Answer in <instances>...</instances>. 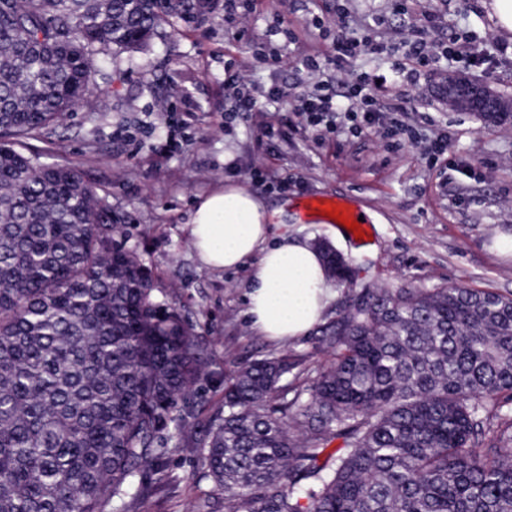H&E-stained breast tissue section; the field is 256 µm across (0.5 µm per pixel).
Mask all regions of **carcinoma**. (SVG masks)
<instances>
[{
	"mask_svg": "<svg viewBox=\"0 0 512 512\" xmlns=\"http://www.w3.org/2000/svg\"><path fill=\"white\" fill-rule=\"evenodd\" d=\"M213 9L0 0V512H148L142 475L174 454L222 495L203 512H512L511 295L349 288L306 400L284 384L299 359L254 360L224 374L198 432L210 343L83 171L23 152L88 102L99 55L144 53Z\"/></svg>",
	"mask_w": 512,
	"mask_h": 512,
	"instance_id": "cac0c4a2",
	"label": "carcinoma"
}]
</instances>
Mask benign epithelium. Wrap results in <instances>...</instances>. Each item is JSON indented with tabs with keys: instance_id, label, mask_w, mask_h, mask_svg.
I'll use <instances>...</instances> for the list:
<instances>
[{
	"instance_id": "obj_1",
	"label": "benign epithelium",
	"mask_w": 512,
	"mask_h": 512,
	"mask_svg": "<svg viewBox=\"0 0 512 512\" xmlns=\"http://www.w3.org/2000/svg\"><path fill=\"white\" fill-rule=\"evenodd\" d=\"M448 110L468 112L486 125L512 120V96L500 92L494 81L463 72H450L438 85Z\"/></svg>"
}]
</instances>
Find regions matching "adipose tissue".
<instances>
[{
    "label": "adipose tissue",
    "instance_id": "ef3b65f1",
    "mask_svg": "<svg viewBox=\"0 0 512 512\" xmlns=\"http://www.w3.org/2000/svg\"><path fill=\"white\" fill-rule=\"evenodd\" d=\"M274 214L248 187L227 182L197 198L190 244L212 271L254 260L246 316L272 339L307 335L324 318L333 296L331 277L316 246L294 235L271 239Z\"/></svg>",
    "mask_w": 512,
    "mask_h": 512
}]
</instances>
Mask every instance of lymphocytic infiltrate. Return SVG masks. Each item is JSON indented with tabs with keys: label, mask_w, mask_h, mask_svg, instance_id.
I'll list each match as a JSON object with an SVG mask.
<instances>
[{
	"label": "lymphocytic infiltrate",
	"mask_w": 512,
	"mask_h": 512,
	"mask_svg": "<svg viewBox=\"0 0 512 512\" xmlns=\"http://www.w3.org/2000/svg\"><path fill=\"white\" fill-rule=\"evenodd\" d=\"M436 15L426 7H419L414 22L407 28L404 42L406 55L392 63L390 70L367 72L357 80H350L348 66L356 57L378 48L373 27L337 33L332 43L322 47L309 46L300 60L306 80L294 87L274 85L256 92L247 87L245 77L231 79L237 88L236 109L240 112H264L269 105L289 99L294 112L304 117L309 127L315 128L326 121H335L336 132L351 134H377L381 137L412 136L413 131L398 117L402 107L383 105L394 80L406 76L409 85H416L422 71L443 60L461 59L468 66L479 67L494 62L504 47L488 42L481 52H474L471 35L465 34L459 43L448 47L430 43L428 33L434 26ZM344 86V94H337V86Z\"/></svg>",
	"instance_id": "1"
}]
</instances>
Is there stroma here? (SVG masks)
Returning <instances> with one entry per match:
<instances>
[{
    "instance_id": "1",
    "label": "stroma",
    "mask_w": 512,
    "mask_h": 512,
    "mask_svg": "<svg viewBox=\"0 0 512 512\" xmlns=\"http://www.w3.org/2000/svg\"><path fill=\"white\" fill-rule=\"evenodd\" d=\"M350 21L375 24L380 51L354 59L355 72L388 69L403 51L397 35L409 16L397 0H346ZM441 23L430 34L451 44L472 32L493 31L481 0H429ZM250 35L226 37L223 8L198 26L155 38L144 54L100 56L86 107L72 112L52 134L27 142L49 164L87 172L120 215L119 240L149 267L159 288L211 343L213 369L270 354L296 352L308 365L322 358L315 334L289 341L257 335L246 321L250 266L213 272L190 245L189 221L198 196L218 184H246L269 209L280 211L282 230L324 241L351 264L357 285L434 288L462 284L512 295V257L499 254L500 234L512 235V124L482 125L473 116L443 109L433 93L436 73L419 81L420 97L405 102L418 140L376 135L304 132L302 118L280 101L268 115L235 112L225 81L243 73L255 88L300 80L298 51L285 30L324 42L335 34L336 9L321 0H269L249 13ZM281 33L270 36L271 28ZM448 131V164L423 154L434 130ZM344 195L369 209L377 222L365 239L337 238L335 220H307V195ZM151 512H198L215 495L198 463L173 456L166 474L148 470Z\"/></svg>"
}]
</instances>
